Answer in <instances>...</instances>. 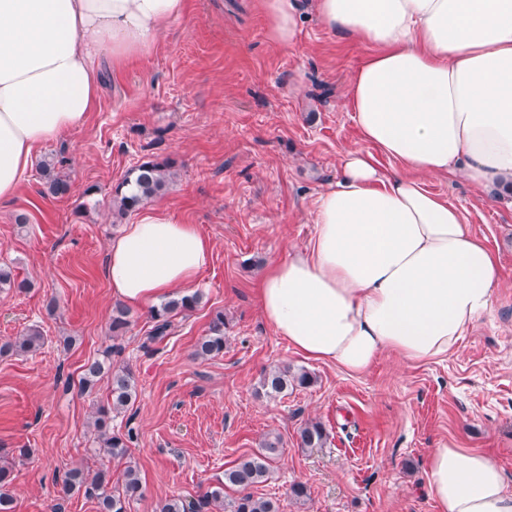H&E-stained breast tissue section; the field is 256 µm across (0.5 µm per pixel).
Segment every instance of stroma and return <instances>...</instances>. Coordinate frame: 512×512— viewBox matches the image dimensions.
<instances>
[{
  "mask_svg": "<svg viewBox=\"0 0 512 512\" xmlns=\"http://www.w3.org/2000/svg\"><path fill=\"white\" fill-rule=\"evenodd\" d=\"M369 53L310 14L298 41L277 47L261 0H189L148 56L104 67L81 126L36 151L15 195L0 201V264L31 283L0 290V341L32 325L46 338L38 351L0 357V465L13 470V512H99L84 493L61 495L56 479L101 463L91 416L108 382L86 393L79 381L115 342L113 366H129L137 385L113 420L136 433L125 461L110 464L116 479L129 464L140 473L143 495L128 512L197 500L276 435L281 456L253 493L281 512H435L426 460L451 439L493 456L512 491V201H492L457 174L426 181L501 265L492 312L446 359L414 366L387 353L351 376L296 353L259 308L261 272L307 245L317 194L336 181L345 153L369 148L347 107L349 79ZM151 158L168 162L172 180L148 208L196 225L211 260L194 285L199 304L175 316L171 335L147 342L150 312L134 308L116 341L104 267L138 214L119 215L112 191ZM46 163L69 181L68 194L50 192ZM219 312L223 353L196 357ZM281 365L305 370L311 384L260 394L263 374ZM308 421L322 424L323 447H300ZM298 482L302 500L290 491Z\"/></svg>",
  "mask_w": 512,
  "mask_h": 512,
  "instance_id": "obj_1",
  "label": "stroma"
}]
</instances>
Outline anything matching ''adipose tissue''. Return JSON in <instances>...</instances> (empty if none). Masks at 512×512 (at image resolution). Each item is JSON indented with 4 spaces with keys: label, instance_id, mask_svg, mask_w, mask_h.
Masks as SVG:
<instances>
[{
    "label": "adipose tissue",
    "instance_id": "1",
    "mask_svg": "<svg viewBox=\"0 0 512 512\" xmlns=\"http://www.w3.org/2000/svg\"><path fill=\"white\" fill-rule=\"evenodd\" d=\"M266 35L294 44L300 0H262ZM318 21L372 51L348 105L361 136L397 166L347 153L313 209L308 245L265 268L261 313L304 358L352 376L386 352L412 365L445 359L500 280L497 256L425 180L460 172L512 192V0H311ZM186 0H0V201L36 149L83 124L104 60L149 54ZM211 244L193 224L143 211L113 240L112 296L148 308L189 288ZM437 512H512L506 476L487 454L447 442L427 459Z\"/></svg>",
    "mask_w": 512,
    "mask_h": 512
}]
</instances>
